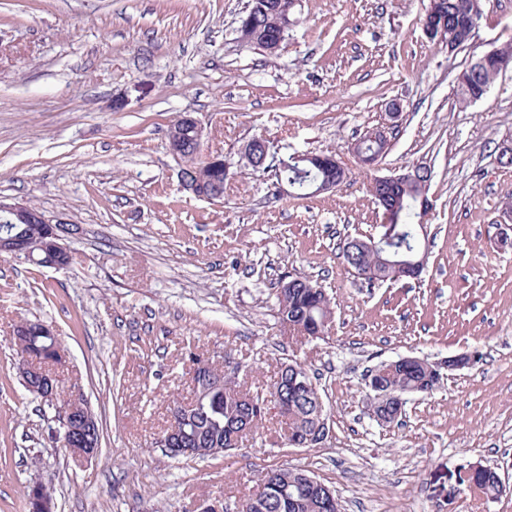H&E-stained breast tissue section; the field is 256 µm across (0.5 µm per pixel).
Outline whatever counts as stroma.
I'll list each match as a JSON object with an SVG mask.
<instances>
[{
	"label": "stroma",
	"mask_w": 512,
	"mask_h": 512,
	"mask_svg": "<svg viewBox=\"0 0 512 512\" xmlns=\"http://www.w3.org/2000/svg\"><path fill=\"white\" fill-rule=\"evenodd\" d=\"M246 2L0 0V198L78 227L66 267L0 256V512H28L37 483L55 512H194L248 498L272 468L309 471L344 512H512V493L477 498L456 481L478 463L512 484V247L499 243L512 68L483 100L458 94L464 69L512 45V0H483L453 52L424 30L429 0H298L273 56L237 39ZM181 114L202 122V155L224 156L223 200L181 187L167 140ZM375 127L394 133L365 166L354 147ZM257 136L284 158L334 154L348 178L273 195L272 173L243 158ZM419 166L431 171L426 268L367 286L338 242L379 236L373 179ZM288 276L329 295L328 337L288 342L275 295ZM35 319L57 333L60 390L79 386L101 423L91 462L62 447L53 411L23 386L10 338ZM473 351L479 363L407 396L399 422L370 416V367ZM228 356L262 388L285 359L304 363L326 441L276 442L272 412L240 448L166 456L156 440L192 396L190 358Z\"/></svg>",
	"instance_id": "35a3bbf8"
}]
</instances>
